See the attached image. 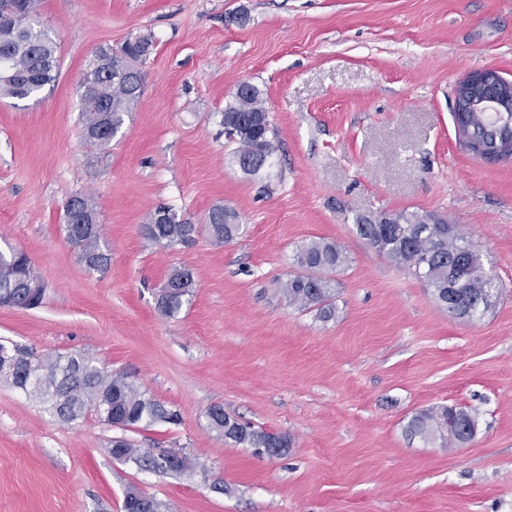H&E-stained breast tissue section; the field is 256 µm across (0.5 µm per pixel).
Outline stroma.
Instances as JSON below:
<instances>
[{"label":"stroma","mask_w":512,"mask_h":512,"mask_svg":"<svg viewBox=\"0 0 512 512\" xmlns=\"http://www.w3.org/2000/svg\"><path fill=\"white\" fill-rule=\"evenodd\" d=\"M59 77L0 99V246L28 255L46 291L0 307V343L89 355L176 408L179 424L65 425L0 382V512H121L135 486L165 512H512V161L466 151L457 84L512 79V0H42ZM149 33L144 92L108 149L82 136L76 87L102 46ZM258 86L276 136L269 174H243L222 112ZM91 193L112 259L81 265L68 198ZM243 232L164 248L141 226L159 206L193 224L215 206ZM444 218L499 286L469 322L355 230L356 216ZM336 243L334 313L283 292L299 246ZM193 296L157 308L176 268ZM288 435L286 456L226 441L206 412ZM456 406L475 437L409 439L416 412ZM196 458L182 474L111 458L110 441Z\"/></svg>","instance_id":"1"}]
</instances>
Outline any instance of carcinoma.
Returning <instances> with one entry per match:
<instances>
[{
  "instance_id": "carcinoma-1",
  "label": "carcinoma",
  "mask_w": 512,
  "mask_h": 512,
  "mask_svg": "<svg viewBox=\"0 0 512 512\" xmlns=\"http://www.w3.org/2000/svg\"><path fill=\"white\" fill-rule=\"evenodd\" d=\"M40 5L41 0H0V98L35 97L58 78V46L41 24ZM151 47L152 39L143 36L127 41L118 51L101 48L94 53L81 77L87 85L80 92L84 129L99 126L105 112L108 130L85 138L91 147H107L133 111L144 90V76L137 63L150 53ZM266 113L263 93L252 84L235 93L224 107L222 124L236 130L225 138L236 144V163L246 175H257L272 166L274 132L269 123L259 125ZM74 208L81 212L86 224L66 228L67 239L88 271L102 272L108 267L111 254L102 237L94 199L78 192L65 203L64 214ZM237 219L235 212L217 206L208 213L205 230L218 243L230 242L241 230ZM145 228V238L161 247L189 244L198 233L196 225L163 206L148 215ZM355 229L378 252L412 269L452 315L473 321L490 309L485 297L496 285L485 271L482 254L445 219L404 212L387 216L385 223L378 224L374 217L364 215L356 217ZM344 262L342 250L334 243L312 241L302 246L297 253L300 271L290 276L283 288L288 302L330 316L334 293L329 275ZM26 280L39 281L28 257L12 248H0V300L26 301ZM195 287L190 270L172 271L164 284L162 315H177ZM8 355L14 359L13 368L8 373L0 370V380L48 404L63 424L81 422L90 414L107 426L115 422L126 428L143 422L179 421L177 411L139 391L127 376L101 368L83 354L36 359L17 347ZM207 417L212 430L238 445L253 449L291 447L287 435H280L275 442L271 434L240 422L224 412L221 405L211 406ZM476 430V419L469 411L448 406L422 410L406 425V434L412 438L430 441L439 437L456 444L463 436L474 437ZM116 449L126 460L157 464V460L139 455L124 438L111 441L109 453Z\"/></svg>"
}]
</instances>
